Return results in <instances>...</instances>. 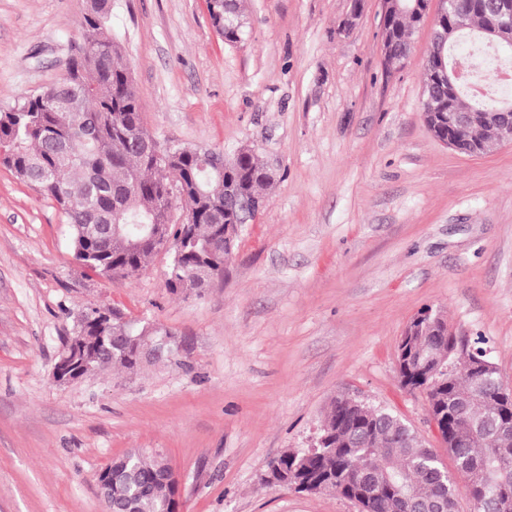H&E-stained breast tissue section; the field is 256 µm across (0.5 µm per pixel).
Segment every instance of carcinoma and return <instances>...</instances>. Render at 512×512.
Segmentation results:
<instances>
[{
    "mask_svg": "<svg viewBox=\"0 0 512 512\" xmlns=\"http://www.w3.org/2000/svg\"><path fill=\"white\" fill-rule=\"evenodd\" d=\"M241 10L240 0H209L212 24L228 44L241 42L244 29L224 17L238 21ZM111 14L112 0H88L59 81L0 110V163L58 205L72 230L75 259L85 269L132 279L165 249L166 287L199 296L224 276L234 253L236 238L224 237V230L239 221L235 201L250 202L255 217L275 180L249 147L237 150L222 175L212 171L202 149L178 144L156 154L129 65L112 36ZM417 25L409 12L391 14L381 29L382 47L406 60L408 30ZM494 104L469 98L463 87L451 100L440 90L432 95L435 112ZM180 189L192 199L195 216L176 224ZM105 224L119 229L105 234ZM435 317L410 322L406 344L433 350L434 359L427 367L412 362L413 373L401 386L426 395L428 416L448 414V428L439 436L451 465L393 412L339 397L320 425L325 444L270 460L265 482L295 484V491L308 494L321 492L322 484L337 486L360 512H409L412 501H437L447 512H458L462 495L472 512H512V482L496 484L498 469H512V447L490 448L481 436V429L504 423L502 403L492 391L466 396L468 379L448 372V348L457 338L435 324ZM160 335L137 327L117 308L90 305L77 316L73 332L86 343L69 354L84 376L110 366L134 372L143 365L139 347ZM119 461L112 486L117 512L129 498L135 512L172 506L176 488L162 477L165 457L134 449ZM458 474L466 479L462 486Z\"/></svg>",
    "mask_w": 512,
    "mask_h": 512,
    "instance_id": "obj_1",
    "label": "carcinoma"
}]
</instances>
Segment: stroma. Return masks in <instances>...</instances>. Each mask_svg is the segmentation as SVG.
<instances>
[{
    "mask_svg": "<svg viewBox=\"0 0 512 512\" xmlns=\"http://www.w3.org/2000/svg\"><path fill=\"white\" fill-rule=\"evenodd\" d=\"M227 44L206 0H112L144 121L170 141L281 173L201 296L165 286L169 257L131 281L74 258L54 202L0 164V512H104L95 476L133 448L179 477L178 512H359L333 492L265 483L357 395L440 447L401 388L399 338L424 308L483 338L512 389V147L485 157L421 118L429 25L383 65V0H245ZM85 0H0V107L57 81ZM169 331L181 360L52 379L81 308Z\"/></svg>",
    "mask_w": 512,
    "mask_h": 512,
    "instance_id": "1",
    "label": "stroma"
}]
</instances>
